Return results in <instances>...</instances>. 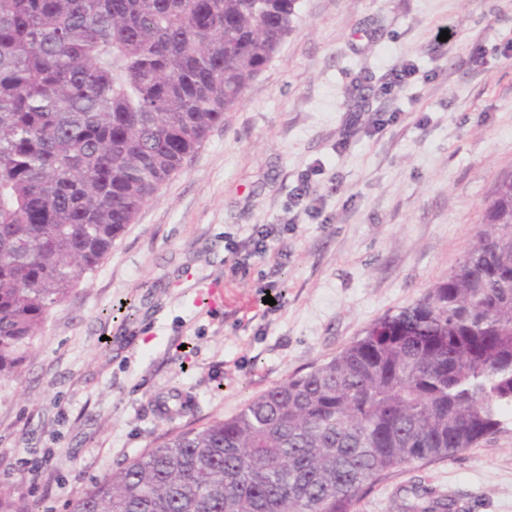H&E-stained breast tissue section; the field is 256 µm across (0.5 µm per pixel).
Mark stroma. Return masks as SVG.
Returning a JSON list of instances; mask_svg holds the SVG:
<instances>
[{"label": "stroma", "mask_w": 512, "mask_h": 512, "mask_svg": "<svg viewBox=\"0 0 512 512\" xmlns=\"http://www.w3.org/2000/svg\"><path fill=\"white\" fill-rule=\"evenodd\" d=\"M306 172L314 217L292 199ZM509 175L512 0H299L242 102L0 380V490L70 512L164 433L330 360L458 265ZM261 230L270 253L245 259ZM174 384L188 407L167 416ZM416 486L512 512V421L391 469L358 512H402Z\"/></svg>", "instance_id": "obj_1"}]
</instances>
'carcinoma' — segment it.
<instances>
[{
	"label": "carcinoma",
	"mask_w": 512,
	"mask_h": 512,
	"mask_svg": "<svg viewBox=\"0 0 512 512\" xmlns=\"http://www.w3.org/2000/svg\"><path fill=\"white\" fill-rule=\"evenodd\" d=\"M298 0H0V380L241 102ZM512 413V178L417 303L235 415L165 439L71 512H357L386 471ZM455 501L409 512H453ZM0 512L38 504L0 492Z\"/></svg>",
	"instance_id": "1"
}]
</instances>
